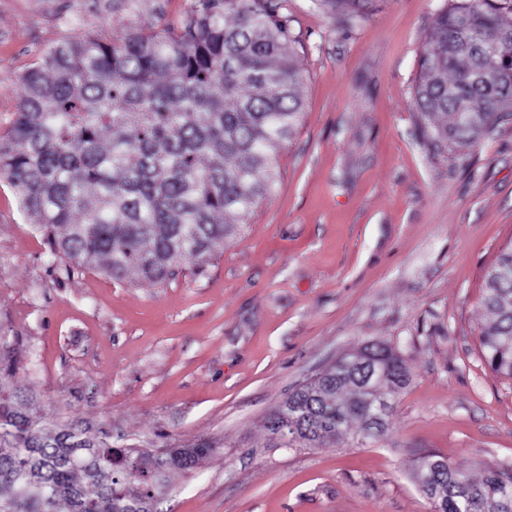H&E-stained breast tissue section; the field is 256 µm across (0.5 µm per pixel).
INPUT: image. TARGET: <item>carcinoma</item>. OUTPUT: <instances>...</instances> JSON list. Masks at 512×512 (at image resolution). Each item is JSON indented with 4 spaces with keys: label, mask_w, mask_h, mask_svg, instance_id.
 <instances>
[{
    "label": "carcinoma",
    "mask_w": 512,
    "mask_h": 512,
    "mask_svg": "<svg viewBox=\"0 0 512 512\" xmlns=\"http://www.w3.org/2000/svg\"><path fill=\"white\" fill-rule=\"evenodd\" d=\"M366 0H321L336 23ZM512 12V0H504ZM490 0H448L420 59L414 105L437 144H473L512 115V43L485 54L475 42L512 31ZM281 0H193L176 26L135 25L107 40L79 34L50 45L19 77L14 120L0 132V176L66 274L97 268L116 280L163 284L186 263H208L272 193L274 160L302 118L303 75ZM482 356L512 379V249L486 275ZM0 336V512H152L172 471L211 448L124 451L72 428L27 419L4 374ZM370 377L369 385L364 378ZM411 375L390 346L372 343L336 361L277 407L268 429L296 415L306 433L288 447L350 434L381 438L393 406L368 427L372 393L395 396ZM412 477L442 492L437 512H512V468L474 478L435 452Z\"/></svg>",
    "instance_id": "obj_1"
}]
</instances>
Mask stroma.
Instances as JSON below:
<instances>
[{"label":"stroma","mask_w":512,"mask_h":512,"mask_svg":"<svg viewBox=\"0 0 512 512\" xmlns=\"http://www.w3.org/2000/svg\"><path fill=\"white\" fill-rule=\"evenodd\" d=\"M190 3L0 0V131L51 44L174 25ZM447 3L371 0L340 27L320 0H288L303 115L276 186L207 265L167 283L52 267L0 177V331L35 426L209 447L170 474L159 512H434L410 476L421 452L476 476L512 467V381L478 341L485 275L512 248V119L472 145L423 137L414 86ZM376 341L411 374L386 434L281 447L272 412Z\"/></svg>","instance_id":"stroma-1"}]
</instances>
